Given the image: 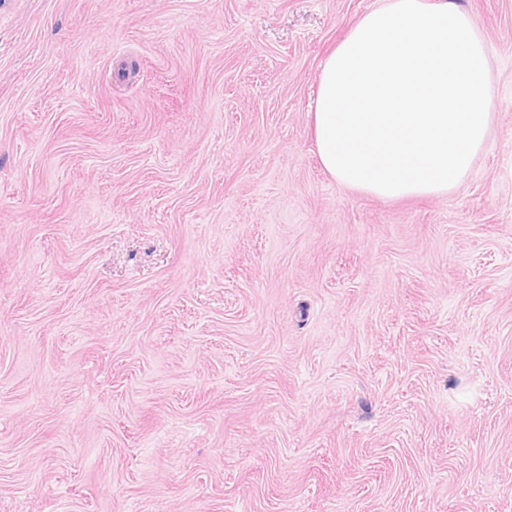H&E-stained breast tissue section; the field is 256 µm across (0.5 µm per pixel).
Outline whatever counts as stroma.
Returning a JSON list of instances; mask_svg holds the SVG:
<instances>
[{
    "mask_svg": "<svg viewBox=\"0 0 512 512\" xmlns=\"http://www.w3.org/2000/svg\"><path fill=\"white\" fill-rule=\"evenodd\" d=\"M379 0L0 6V512H512V0L446 197L309 112Z\"/></svg>",
    "mask_w": 512,
    "mask_h": 512,
    "instance_id": "1",
    "label": "stroma"
}]
</instances>
